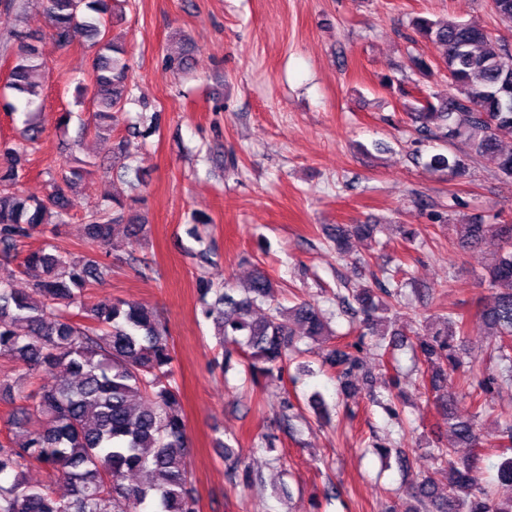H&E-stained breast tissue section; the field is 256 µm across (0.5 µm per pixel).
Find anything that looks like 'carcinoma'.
Listing matches in <instances>:
<instances>
[{
	"mask_svg": "<svg viewBox=\"0 0 512 512\" xmlns=\"http://www.w3.org/2000/svg\"><path fill=\"white\" fill-rule=\"evenodd\" d=\"M126 0H43V15L50 20L49 38L64 50L85 40L96 47L93 60L94 92L90 105L94 131H113L125 112L131 93L130 68L120 38L110 35L108 17ZM499 22L512 27V0H490ZM417 37L442 47L432 59L407 53L406 67L422 80L437 72L448 77L451 92L442 98L434 92L415 99L408 117L424 139L448 145L463 143L469 153L488 160L498 177L512 182V150L500 144V133L512 131V43L489 34L471 21H414ZM13 65L7 86L15 101L5 107L29 111L37 96L33 77L46 67L43 38L27 28L12 34ZM468 153L436 154L429 166L463 176ZM90 161L75 158L57 178L49 176L50 192L43 198L17 190L24 155L8 143L0 144V256H17L20 246L44 224H64L69 217V192L85 181ZM88 237L109 245L115 224H145L126 202L112 199L86 215ZM458 246L463 250L487 249L493 262L485 268L480 285L490 300L478 307L476 325L490 341L484 351L507 364L504 382L512 381V224H488L477 216L463 215ZM374 224H338L333 237L339 253L348 252L354 239L370 238ZM23 272L32 278L30 290H17L10 278H0V358L32 372L63 375L41 385L20 408L22 420L36 415L42 430L0 440V512H199L198 499L188 490L187 425L180 410V391L173 380V347L169 329L152 310L135 302L109 299L90 311H70L82 293L105 279L109 266L90 256H76L58 246L29 251ZM277 285L264 272H256L240 297L211 282L200 281L201 314L213 321L219 336L242 347L249 360L251 379L282 376L288 366L294 325L302 335H332L322 310L310 301L293 308L275 299ZM215 300H207L209 294ZM402 285L379 283L357 288L345 306L359 318L356 341L328 349L324 362L336 372L344 391L355 387L363 363L358 356L368 336L383 347L387 313L400 304ZM267 312L257 317L256 308ZM24 324L27 334L16 327ZM465 314L450 310L425 317L415 332V358L429 373V400L448 421V428L467 448L481 437L475 420L484 410L481 394L461 371L463 359L453 341L469 333ZM458 376L459 390L448 388V378ZM470 399L471 414L457 413L459 400ZM443 446L421 449L431 474L420 485L416 504L406 512H512V498L498 502L480 482L473 455L460 461ZM38 464L49 477H60L70 494L57 497L47 485H32L24 469ZM146 471L148 483L131 482L129 474ZM446 472L448 493L437 494L433 474Z\"/></svg>",
	"mask_w": 512,
	"mask_h": 512,
	"instance_id": "obj_1",
	"label": "carcinoma"
}]
</instances>
